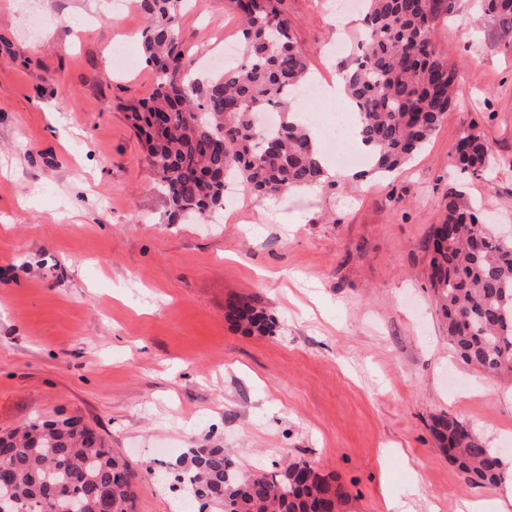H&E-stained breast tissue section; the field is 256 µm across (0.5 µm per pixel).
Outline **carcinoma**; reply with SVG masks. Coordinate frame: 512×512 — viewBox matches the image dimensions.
<instances>
[{
    "label": "carcinoma",
    "mask_w": 512,
    "mask_h": 512,
    "mask_svg": "<svg viewBox=\"0 0 512 512\" xmlns=\"http://www.w3.org/2000/svg\"><path fill=\"white\" fill-rule=\"evenodd\" d=\"M188 0H138L147 20L144 61L150 95L128 107L148 145L169 214L204 219L224 209V186L237 177L259 198H276L324 177L304 124L288 120L294 92L309 83L310 63L291 33L283 0H228L240 21L241 59L207 76L184 59L178 23ZM504 39L512 37V0H483ZM456 0H365L361 53L339 69L360 141L375 150L370 173L394 172L437 131L459 91L457 70L438 52L435 20ZM275 108L283 118L259 129L255 117ZM460 172L491 180L496 158L470 128L456 142ZM430 285L448 340L466 363L512 374V238L497 233L461 194L448 189L435 225ZM226 316L246 331L270 333L274 319L249 302ZM439 447L465 479L496 485L497 452L462 421L443 415L432 427ZM5 472L0 500L13 512H134L136 472L78 418L30 420L0 436ZM162 475L221 512H346L349 493L332 474L292 459L281 469L241 472L221 446L189 448Z\"/></svg>",
    "instance_id": "1"
}]
</instances>
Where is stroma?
<instances>
[{"label":"stroma","mask_w":512,"mask_h":512,"mask_svg":"<svg viewBox=\"0 0 512 512\" xmlns=\"http://www.w3.org/2000/svg\"><path fill=\"white\" fill-rule=\"evenodd\" d=\"M334 0H286L315 79L336 76ZM0 0V432L77 417L138 474L134 512H171L155 471L203 444L238 467L297 456L334 473L347 512H466L502 485L466 483L432 433L449 414L512 469V379L473 369L442 329L426 244L449 188L512 225V46L477 0L434 36L463 97L399 171L363 186V162L318 187L261 200L243 185L233 217L168 221L128 118L147 97L135 0ZM225 0H193L189 54L238 41ZM476 128L502 164L461 175L454 146ZM248 301L276 320L246 332ZM226 316L246 331L271 333L275 327L274 319L270 315L262 308L249 302L230 305Z\"/></svg>","instance_id":"1"}]
</instances>
